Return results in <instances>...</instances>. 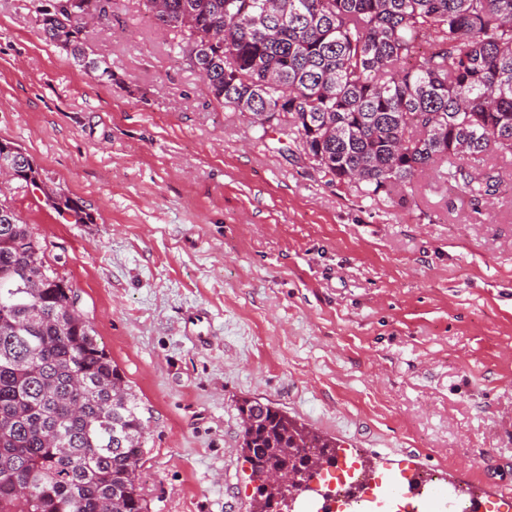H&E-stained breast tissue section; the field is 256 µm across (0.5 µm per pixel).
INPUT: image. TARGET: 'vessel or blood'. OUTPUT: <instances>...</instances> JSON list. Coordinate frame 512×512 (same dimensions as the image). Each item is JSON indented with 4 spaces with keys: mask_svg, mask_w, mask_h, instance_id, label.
Instances as JSON below:
<instances>
[{
    "mask_svg": "<svg viewBox=\"0 0 512 512\" xmlns=\"http://www.w3.org/2000/svg\"><path fill=\"white\" fill-rule=\"evenodd\" d=\"M289 512H512V495H491L480 483L442 476L409 459L382 472L334 486L314 469L288 504Z\"/></svg>",
    "mask_w": 512,
    "mask_h": 512,
    "instance_id": "obj_1",
    "label": "vessel or blood"
}]
</instances>
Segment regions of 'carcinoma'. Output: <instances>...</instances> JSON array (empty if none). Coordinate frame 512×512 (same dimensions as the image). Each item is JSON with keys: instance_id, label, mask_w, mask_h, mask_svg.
Returning a JSON list of instances; mask_svg holds the SVG:
<instances>
[{"instance_id": "obj_1", "label": "carcinoma", "mask_w": 512, "mask_h": 512, "mask_svg": "<svg viewBox=\"0 0 512 512\" xmlns=\"http://www.w3.org/2000/svg\"><path fill=\"white\" fill-rule=\"evenodd\" d=\"M98 0H48L45 41L87 74L112 66L86 51L81 18ZM180 35L182 59L224 107L266 112L319 172L380 197L425 170L475 206L494 196L512 155V0H143ZM51 208L91 221L80 199ZM33 227L0 187V512H148L137 490L150 419L46 261ZM252 473L283 464L304 477L335 442L275 407L238 406ZM28 487L21 497L17 487ZM287 494L259 490L252 512Z\"/></svg>"}]
</instances>
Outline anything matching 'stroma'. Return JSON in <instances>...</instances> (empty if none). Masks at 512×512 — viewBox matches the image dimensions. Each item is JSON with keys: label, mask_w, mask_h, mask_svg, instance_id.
Instances as JSON below:
<instances>
[{"label": "stroma", "mask_w": 512, "mask_h": 512, "mask_svg": "<svg viewBox=\"0 0 512 512\" xmlns=\"http://www.w3.org/2000/svg\"><path fill=\"white\" fill-rule=\"evenodd\" d=\"M44 2L0 0V139L93 221L12 204L151 419L148 512H251L245 398L512 492V157L478 209L430 171L369 197L219 104L142 0L85 32L108 84L44 41Z\"/></svg>", "instance_id": "1"}]
</instances>
